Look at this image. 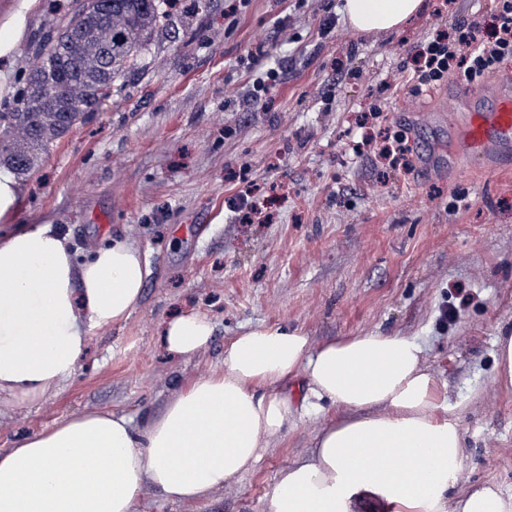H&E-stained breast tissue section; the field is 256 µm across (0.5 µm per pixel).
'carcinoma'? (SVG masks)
I'll list each match as a JSON object with an SVG mask.
<instances>
[{
	"instance_id": "1",
	"label": "carcinoma",
	"mask_w": 512,
	"mask_h": 512,
	"mask_svg": "<svg viewBox=\"0 0 512 512\" xmlns=\"http://www.w3.org/2000/svg\"><path fill=\"white\" fill-rule=\"evenodd\" d=\"M165 0H112V21L96 0L50 16L27 52L38 64L20 73L19 88L0 112V165L28 173L38 155L86 121L87 106L110 98L120 78L136 71L166 17Z\"/></svg>"
}]
</instances>
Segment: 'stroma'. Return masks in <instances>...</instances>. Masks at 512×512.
<instances>
[{"label":"stroma","mask_w":512,"mask_h":512,"mask_svg":"<svg viewBox=\"0 0 512 512\" xmlns=\"http://www.w3.org/2000/svg\"><path fill=\"white\" fill-rule=\"evenodd\" d=\"M323 3L177 0L120 91L20 177L18 223L52 224L84 251L126 234L151 275L127 320L90 335L59 391L0 400L1 451L83 412L156 413L251 329L296 328L315 345L398 333L423 346L437 401L462 428L456 495L484 482L512 494V387L494 365L495 338L512 329V169L457 151L455 78L416 97L403 87L441 23L438 0L398 31L360 34L340 19L322 37ZM270 67L284 81L243 108L250 74ZM376 105L377 130L406 138L410 170L351 150L350 129ZM250 186L267 223H238L229 206ZM185 312L214 327L189 358L161 341ZM336 416L298 413L237 486L207 501L148 496L139 512H268L279 472L309 457Z\"/></svg>","instance_id":"obj_1"}]
</instances>
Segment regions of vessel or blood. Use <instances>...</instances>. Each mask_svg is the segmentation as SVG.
<instances>
[{
	"label": "vessel or blood",
	"mask_w": 512,
	"mask_h": 512,
	"mask_svg": "<svg viewBox=\"0 0 512 512\" xmlns=\"http://www.w3.org/2000/svg\"><path fill=\"white\" fill-rule=\"evenodd\" d=\"M454 97L465 101L460 150L470 156L505 155L512 151V91L498 90L492 106H484L483 93L475 87L458 84Z\"/></svg>",
	"instance_id": "vessel-or-blood-1"
}]
</instances>
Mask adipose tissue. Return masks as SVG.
Returning <instances> with one entry per match:
<instances>
[{
	"instance_id": "1",
	"label": "adipose tissue",
	"mask_w": 512,
	"mask_h": 512,
	"mask_svg": "<svg viewBox=\"0 0 512 512\" xmlns=\"http://www.w3.org/2000/svg\"><path fill=\"white\" fill-rule=\"evenodd\" d=\"M40 0L0 15V58L13 56ZM422 0H345L352 30H396ZM22 191L0 173V398L32 401L74 373L92 330L127 319L151 270L129 238L85 253L48 224H19ZM213 326L186 313L164 326L173 353L208 346ZM302 409H339L313 456L279 474L269 512H512L493 483L454 497L465 443L442 417L424 349L398 334L312 345L297 329H255L224 349L221 371L177 390L142 420L92 411L0 452V512H136L144 494L205 501L235 487Z\"/></svg>"
}]
</instances>
